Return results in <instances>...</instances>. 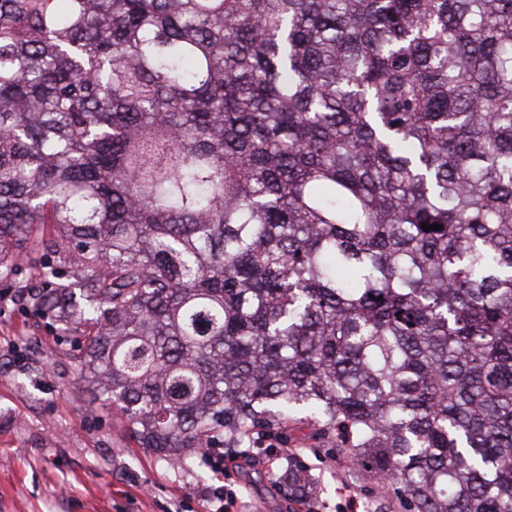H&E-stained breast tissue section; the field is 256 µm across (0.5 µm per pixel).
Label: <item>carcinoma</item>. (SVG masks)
I'll return each instance as SVG.
<instances>
[{
  "instance_id": "carcinoma-1",
  "label": "carcinoma",
  "mask_w": 512,
  "mask_h": 512,
  "mask_svg": "<svg viewBox=\"0 0 512 512\" xmlns=\"http://www.w3.org/2000/svg\"><path fill=\"white\" fill-rule=\"evenodd\" d=\"M28 242L169 465L303 424L512 512V0H0V282Z\"/></svg>"
}]
</instances>
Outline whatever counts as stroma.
Instances as JSON below:
<instances>
[{
  "label": "stroma",
  "mask_w": 512,
  "mask_h": 512,
  "mask_svg": "<svg viewBox=\"0 0 512 512\" xmlns=\"http://www.w3.org/2000/svg\"><path fill=\"white\" fill-rule=\"evenodd\" d=\"M15 264L0 283V512H217L227 485L238 495L229 512H304L288 499L292 456L314 483V512H337L351 496L358 512H402L304 427L289 447L251 449L229 471L200 461L184 472L140 448L115 413L90 405L73 349L30 313L37 268L24 252Z\"/></svg>",
  "instance_id": "obj_1"
}]
</instances>
